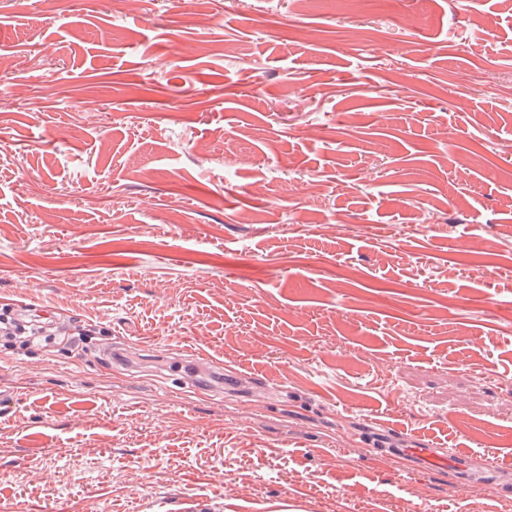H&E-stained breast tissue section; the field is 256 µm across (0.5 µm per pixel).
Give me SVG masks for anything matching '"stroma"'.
Here are the masks:
<instances>
[{"instance_id": "stroma-1", "label": "stroma", "mask_w": 512, "mask_h": 512, "mask_svg": "<svg viewBox=\"0 0 512 512\" xmlns=\"http://www.w3.org/2000/svg\"><path fill=\"white\" fill-rule=\"evenodd\" d=\"M19 306L0 512H495L375 446L512 473V0H0ZM393 449V454L400 459L409 460L416 463L419 468H439L444 466L448 461L454 466L457 474H463L468 467L467 457L448 458L443 450L431 448L430 444H424L419 448H408L406 445L397 444Z\"/></svg>"}]
</instances>
